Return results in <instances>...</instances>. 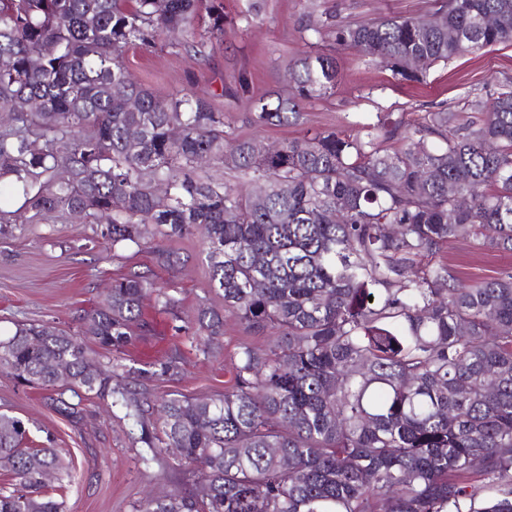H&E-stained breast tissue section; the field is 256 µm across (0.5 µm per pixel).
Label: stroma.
<instances>
[{"mask_svg":"<svg viewBox=\"0 0 512 512\" xmlns=\"http://www.w3.org/2000/svg\"><path fill=\"white\" fill-rule=\"evenodd\" d=\"M236 25L224 40H209L205 60H198L170 38L155 45L127 48L124 61L144 87L161 95L208 92L215 111L224 115L228 132L280 143L306 131L339 132L356 123L393 113L412 122L422 112L445 108L468 115L470 100L487 97L512 82V44H502L440 64L422 83L404 82L391 71L369 62L359 51L326 42L335 56L339 81L333 95L304 106L298 124L258 129L245 120L247 94L287 92L288 64L308 46L301 21L317 22L326 14L346 21L417 16L434 0H265L261 15L243 22L250 0H223ZM236 96L223 95V88ZM101 225L62 216L39 224H14L0 234V339L19 324L49 323L69 333L80 331L82 315L98 307L112 280L137 272L167 288L177 301L176 312L156 310L144 301V317L152 329L139 332L123 347L103 352L101 366L121 363L135 370L127 380L131 391L154 399L175 394L205 399L222 393L228 368L247 335L234 317L224 320V334L209 354L197 351L192 334L199 305L223 310L221 296L209 287L206 246L199 234L169 241L184 263L158 265L153 248L160 237L141 245L114 249L101 236ZM449 268L467 283L512 268V253L489 250L478 240L448 243L442 253ZM179 358V375L158 379L155 360ZM45 389L19 383L0 370V412L28 423L34 444L52 441L74 466L73 475L53 495L64 512H134L145 493L166 494L189 481L202 492L206 477L200 467L185 469L172 452L149 448L140 441V427L125 408L111 400L83 398V419L75 423L55 412Z\"/></svg>","mask_w":512,"mask_h":512,"instance_id":"35a3bbf8","label":"stroma"}]
</instances>
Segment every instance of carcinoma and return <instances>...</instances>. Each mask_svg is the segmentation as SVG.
Segmentation results:
<instances>
[{
  "instance_id": "cac0c4a2",
  "label": "carcinoma",
  "mask_w": 512,
  "mask_h": 512,
  "mask_svg": "<svg viewBox=\"0 0 512 512\" xmlns=\"http://www.w3.org/2000/svg\"><path fill=\"white\" fill-rule=\"evenodd\" d=\"M203 10L208 39L224 38L219 0H0V182L22 194L27 223L80 212L114 250L202 230L224 313L268 344H240L215 398L128 397L115 382L134 368L90 372L85 338L127 343L147 327L149 292L175 305L131 273L84 315L82 335L22 325L0 340V368L53 391L68 417L81 414L68 391L110 397L147 447L206 470V496L148 495L136 512H512V270L471 286L435 261L460 238L512 252V84L472 100L465 119L380 115L268 148L225 131L207 98L158 95L123 64L127 47L163 32L205 56ZM303 29L315 42L290 65L288 94L250 98L252 126L296 123L334 92L326 38L421 83L441 62L512 43V0ZM202 155L248 188L201 176ZM195 324L207 347L224 335L209 307ZM26 436L0 413V468L22 486L0 493V512H62L41 494L43 473L68 467L55 448L22 447Z\"/></svg>"
}]
</instances>
